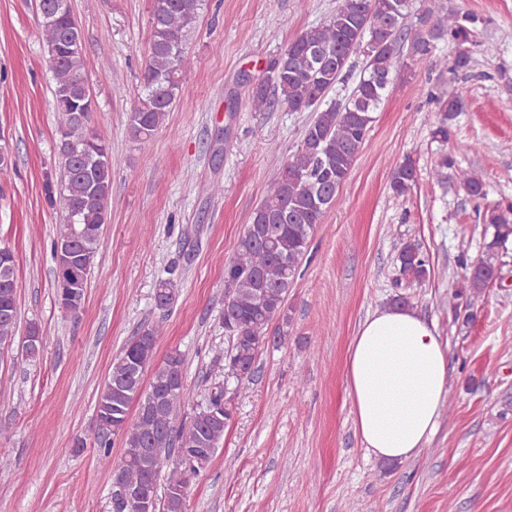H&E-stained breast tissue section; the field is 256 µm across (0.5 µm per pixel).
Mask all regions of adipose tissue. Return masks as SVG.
Returning <instances> with one entry per match:
<instances>
[{
	"mask_svg": "<svg viewBox=\"0 0 512 512\" xmlns=\"http://www.w3.org/2000/svg\"><path fill=\"white\" fill-rule=\"evenodd\" d=\"M354 424L376 458L406 461L432 436L448 397V354L412 309L375 311L353 336L346 364Z\"/></svg>",
	"mask_w": 512,
	"mask_h": 512,
	"instance_id": "adipose-tissue-1",
	"label": "adipose tissue"
}]
</instances>
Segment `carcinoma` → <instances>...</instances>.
I'll return each instance as SVG.
<instances>
[{"instance_id": "cac0c4a2", "label": "carcinoma", "mask_w": 512, "mask_h": 512, "mask_svg": "<svg viewBox=\"0 0 512 512\" xmlns=\"http://www.w3.org/2000/svg\"><path fill=\"white\" fill-rule=\"evenodd\" d=\"M203 0H151L148 59L137 100L128 115L131 138L143 145L152 141L182 91L185 46ZM438 0H423L415 20H410L406 0H339L336 12L318 26L303 30L270 62L268 79L251 88L256 110L277 103L291 112L314 113L288 160L270 182L266 195L244 225L236 252L224 262V325L230 344L224 354L239 376L253 375L269 326L276 320L288 324V288L306 256L311 237L346 181L365 143L373 114L384 103L386 78L404 74L429 60L438 40H448L463 51L454 56L453 72L466 70L472 61L470 45L479 18L472 13L439 15ZM39 24L54 81V107L60 116L58 177L46 175V201L62 208L53 247L69 245L75 252L96 257L103 226L109 219L112 171L115 161L104 133L90 125L89 115L78 105L91 95L84 76L83 45L72 42L74 16L58 7L57 0H36ZM433 21L429 27L427 21ZM360 52L364 67L348 96L322 107L326 95L342 80L352 54ZM274 96H269L268 86ZM442 117L431 135L446 143L453 121L462 111L460 97L435 98ZM413 159L407 156L394 169L390 189L406 195L416 182ZM457 179L466 197L486 196L483 179L460 169ZM482 222L492 230L488 258L462 261L464 319L471 318L472 302L488 288L497 266L493 251L512 237V204L488 207ZM0 256V347L10 346L18 331L16 261L10 247ZM397 262L403 280L422 283L429 275V259L420 247L401 244ZM94 265L70 271L56 266V297L61 309L78 315ZM176 285L159 281L156 307H170ZM158 331L151 327L134 337L110 367L98 394L96 414L109 426L96 430L101 462L113 466L114 483L138 489L157 482L172 455L205 467L224 439L232 412L219 421L212 416L224 401V388L215 387L205 402L187 417L190 403L183 375L184 356L169 351L155 362ZM150 376L148 388L144 377ZM123 436V457L111 462L110 437ZM178 491H166L163 512H186V481L172 479Z\"/></svg>"}]
</instances>
